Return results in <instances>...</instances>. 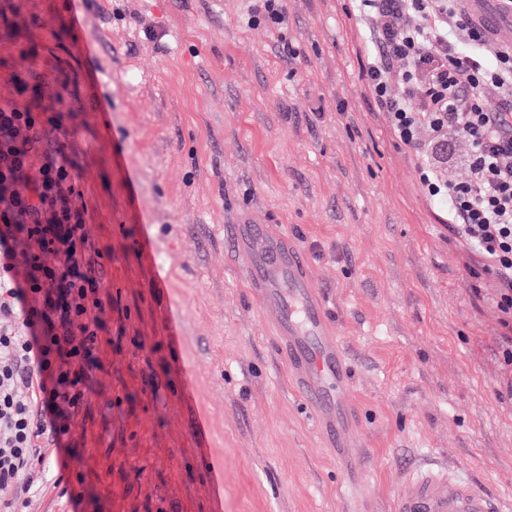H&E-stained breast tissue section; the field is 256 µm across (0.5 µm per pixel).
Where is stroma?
<instances>
[{
	"mask_svg": "<svg viewBox=\"0 0 512 512\" xmlns=\"http://www.w3.org/2000/svg\"><path fill=\"white\" fill-rule=\"evenodd\" d=\"M258 3L0 0V98L31 106L36 58L119 307L74 459L24 512H390L433 464L512 498L496 279L373 99L351 0H281L279 29L246 25ZM243 213L305 253L363 447H325L291 388L224 238Z\"/></svg>",
	"mask_w": 512,
	"mask_h": 512,
	"instance_id": "1",
	"label": "stroma"
}]
</instances>
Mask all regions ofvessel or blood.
<instances>
[{
  "mask_svg": "<svg viewBox=\"0 0 512 512\" xmlns=\"http://www.w3.org/2000/svg\"><path fill=\"white\" fill-rule=\"evenodd\" d=\"M472 18L512 33V0H466ZM224 234L244 260L243 273L285 357L292 388L315 431L330 448L361 445L351 413V375L323 296L307 273L304 253L284 232L244 216ZM393 512H512V503L477 488L445 467L412 471Z\"/></svg>",
  "mask_w": 512,
  "mask_h": 512,
  "instance_id": "b4317fda",
  "label": "vessel or blood"
}]
</instances>
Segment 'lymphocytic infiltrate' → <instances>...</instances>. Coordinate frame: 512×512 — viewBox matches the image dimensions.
<instances>
[{
    "mask_svg": "<svg viewBox=\"0 0 512 512\" xmlns=\"http://www.w3.org/2000/svg\"><path fill=\"white\" fill-rule=\"evenodd\" d=\"M368 25V88L397 138L415 150L428 197L449 230L499 279L512 332V42L486 33L464 0H354ZM499 107L490 111L488 99ZM431 138L421 142L420 129ZM467 146L469 176L443 163ZM25 190H17L18 182ZM80 176L40 109L0 101V486L30 494L28 474L65 461V442L101 369L104 254L86 233ZM24 235L28 249L12 242Z\"/></svg>",
    "mask_w": 512,
    "mask_h": 512,
    "instance_id": "f902f5d3",
    "label": "lymphocytic infiltrate"
}]
</instances>
